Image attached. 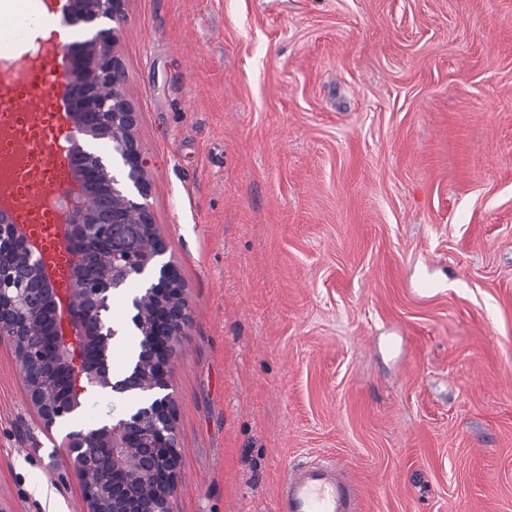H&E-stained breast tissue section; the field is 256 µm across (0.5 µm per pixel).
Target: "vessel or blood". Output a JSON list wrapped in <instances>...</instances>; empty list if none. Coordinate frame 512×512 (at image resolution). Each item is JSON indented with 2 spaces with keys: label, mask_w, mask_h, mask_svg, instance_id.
<instances>
[{
  "label": "vessel or blood",
  "mask_w": 512,
  "mask_h": 512,
  "mask_svg": "<svg viewBox=\"0 0 512 512\" xmlns=\"http://www.w3.org/2000/svg\"><path fill=\"white\" fill-rule=\"evenodd\" d=\"M61 51L26 66L20 79L0 84V153L15 161L7 215L48 258V276L65 287L71 254L64 241L58 193L74 183L64 143L71 121L56 98L64 84ZM276 512H364L353 476L314 457L293 464L281 483Z\"/></svg>",
  "instance_id": "1"
}]
</instances>
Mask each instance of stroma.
<instances>
[{"instance_id":"1","label":"stroma","mask_w":512,"mask_h":512,"mask_svg":"<svg viewBox=\"0 0 512 512\" xmlns=\"http://www.w3.org/2000/svg\"><path fill=\"white\" fill-rule=\"evenodd\" d=\"M189 299L174 512H512V0H127L114 48ZM0 345V512H77ZM276 512H364L363 496L350 473L314 457L289 467L278 489Z\"/></svg>"}]
</instances>
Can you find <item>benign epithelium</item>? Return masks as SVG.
I'll return each mask as SVG.
<instances>
[{
  "mask_svg": "<svg viewBox=\"0 0 512 512\" xmlns=\"http://www.w3.org/2000/svg\"><path fill=\"white\" fill-rule=\"evenodd\" d=\"M125 0H69L68 15L92 23L101 16L121 24ZM118 29H106L94 38L68 49V80L63 89L74 123L76 137L71 147L75 177L81 183L89 177L106 180L112 191V210L103 216L101 203L86 195L70 199L65 225L69 250L76 256L74 274L85 251L99 248L112 259V277L94 283V296L108 302L110 294L127 281L144 275L149 264L165 254L159 237L154 251H131L125 239L113 231L115 224H146L154 221L145 202L149 195L147 162L136 137V112L124 88V78L113 48ZM112 76V98L90 97L84 93L91 73ZM120 130L122 137L112 144L113 155L122 161L116 175L102 158L85 162L88 151L83 142L102 138V127ZM24 242L25 262L31 276L43 284L42 297L34 301L23 288L0 276V344L14 350L30 401L45 429L56 423L65 409L83 408L82 395L88 388L111 390L119 398L145 387L143 367L127 369L120 377L110 374V339L119 330L105 329L94 320L95 309L86 288L78 284L71 294L51 288L46 275L48 259L24 241L16 227L0 210V236ZM136 321L144 328L143 360L153 365L152 384L168 396L146 403L138 413L123 415L76 432L64 441V453L80 484L83 512H173L179 477V435L175 425L172 373L179 350L187 338L189 302L186 289L173 265L156 267L149 297L135 300ZM30 327L42 328L39 352L34 360L19 354V336ZM153 481L161 487L152 501L139 495L142 483Z\"/></svg>",
  "mask_w": 512,
  "mask_h": 512,
  "instance_id": "7a95c632",
  "label": "benign epithelium"
}]
</instances>
